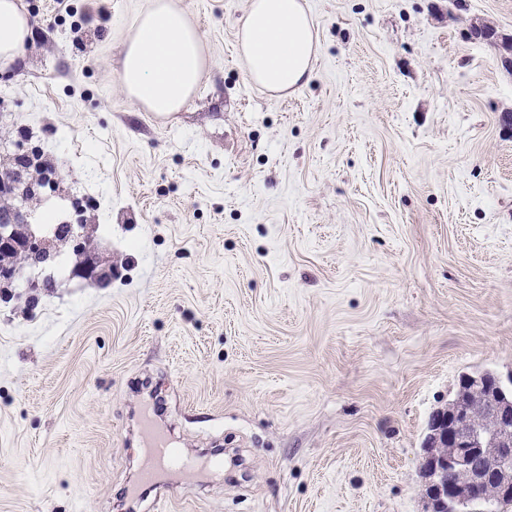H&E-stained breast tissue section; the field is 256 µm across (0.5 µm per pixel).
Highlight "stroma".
<instances>
[{
	"instance_id": "stroma-1",
	"label": "stroma",
	"mask_w": 512,
	"mask_h": 512,
	"mask_svg": "<svg viewBox=\"0 0 512 512\" xmlns=\"http://www.w3.org/2000/svg\"><path fill=\"white\" fill-rule=\"evenodd\" d=\"M152 0H22L0 169L84 224L107 282L0 300V512H426L433 412L512 387V0H302L307 85L249 81V0H173L204 73L176 112L118 76ZM150 417L224 469L132 475Z\"/></svg>"
}]
</instances>
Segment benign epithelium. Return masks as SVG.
I'll use <instances>...</instances> for the list:
<instances>
[{
    "label": "benign epithelium",
    "instance_id": "obj_1",
    "mask_svg": "<svg viewBox=\"0 0 512 512\" xmlns=\"http://www.w3.org/2000/svg\"><path fill=\"white\" fill-rule=\"evenodd\" d=\"M23 248H39L32 225L18 212L0 215V251ZM81 249L84 255L73 276L101 278L99 249L84 245ZM461 385L473 394L482 395L500 429L483 434L473 428L469 408L459 401L431 416L421 462L424 496L431 512H446L450 502L464 508L484 499L491 488L502 499L512 498V401L504 396L500 381L484 372L465 375Z\"/></svg>",
    "mask_w": 512,
    "mask_h": 512
}]
</instances>
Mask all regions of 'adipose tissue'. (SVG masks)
I'll use <instances>...</instances> for the list:
<instances>
[{
	"label": "adipose tissue",
	"instance_id": "1",
	"mask_svg": "<svg viewBox=\"0 0 512 512\" xmlns=\"http://www.w3.org/2000/svg\"><path fill=\"white\" fill-rule=\"evenodd\" d=\"M31 33L20 0H0V64L14 61ZM246 72L268 92L306 84L317 56L314 25L301 0H250L238 30ZM204 70L202 37L171 0H153L126 46L120 85L134 104L175 112Z\"/></svg>",
	"mask_w": 512,
	"mask_h": 512
}]
</instances>
